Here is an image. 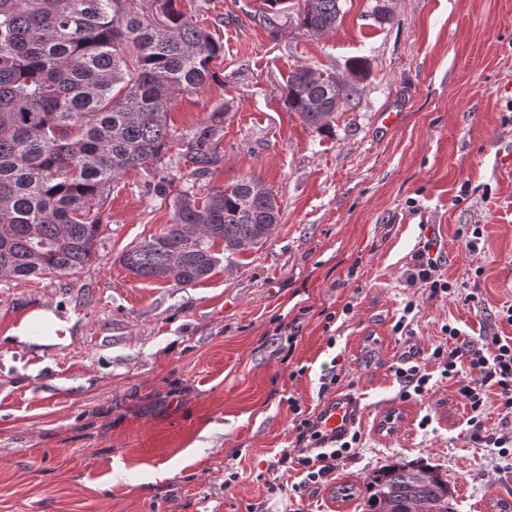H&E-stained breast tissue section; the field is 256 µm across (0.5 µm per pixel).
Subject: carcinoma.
Here are the masks:
<instances>
[{
	"label": "carcinoma",
	"mask_w": 512,
	"mask_h": 512,
	"mask_svg": "<svg viewBox=\"0 0 512 512\" xmlns=\"http://www.w3.org/2000/svg\"><path fill=\"white\" fill-rule=\"evenodd\" d=\"M341 0H306L300 27H336ZM276 28L281 0H263ZM224 43L165 0L153 21L147 0H0V278L71 276L91 260L101 232L91 216L126 173L160 164L187 170L190 186L172 201V219L119 257L139 278L188 286L219 262L221 242L254 248L279 223L262 182L203 184L219 160L224 122L196 126L174 141L172 104L219 80ZM351 79L298 65L287 78L288 109L327 132L359 96L368 62L347 64ZM336 498L363 512H456L448 480L428 464L384 466L364 487L340 484Z\"/></svg>",
	"instance_id": "carcinoma-1"
}]
</instances>
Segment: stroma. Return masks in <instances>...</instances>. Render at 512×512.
<instances>
[{"label":"stroma","instance_id":"1","mask_svg":"<svg viewBox=\"0 0 512 512\" xmlns=\"http://www.w3.org/2000/svg\"><path fill=\"white\" fill-rule=\"evenodd\" d=\"M261 4L211 0L224 80L180 96L170 117L179 137L223 112L210 185L259 178L279 223L249 251L216 246L195 284L136 277L119 255L170 223L186 184L150 168L113 183L79 273L0 279V512H362L336 486L393 463L437 467L457 512L512 502V466L470 442L454 382L427 357L449 323L475 345L512 336L498 315L512 305V0H341L340 24L321 33L299 27L290 0L274 34ZM355 57L370 65L359 99L320 135L288 110V73L343 77ZM429 238L474 302L407 287ZM39 309L67 331L18 342ZM421 352L432 390L400 401L389 367ZM342 390L363 409L360 445L327 483L294 492L300 465L278 462L297 438L288 401L310 417Z\"/></svg>","mask_w":512,"mask_h":512}]
</instances>
